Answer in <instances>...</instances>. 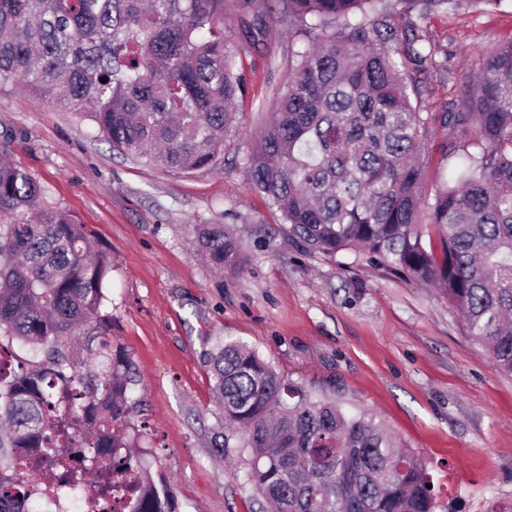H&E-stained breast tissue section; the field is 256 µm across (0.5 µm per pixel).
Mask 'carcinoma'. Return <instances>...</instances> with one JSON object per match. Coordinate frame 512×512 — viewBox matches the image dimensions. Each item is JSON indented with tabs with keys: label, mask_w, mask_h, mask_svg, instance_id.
<instances>
[{
	"label": "carcinoma",
	"mask_w": 512,
	"mask_h": 512,
	"mask_svg": "<svg viewBox=\"0 0 512 512\" xmlns=\"http://www.w3.org/2000/svg\"><path fill=\"white\" fill-rule=\"evenodd\" d=\"M434 9L497 0H400ZM298 43L288 79L243 165L284 235L308 253L438 288L468 336L512 375V40L471 79L454 112L413 100L410 73L436 62L401 34L382 0H268ZM226 0H0V85L68 108L127 158L173 171L212 169L244 84L224 34ZM448 177L428 188L421 160L435 126ZM0 351L38 360L0 372V512H32L31 491L80 487L64 444L104 452L138 482L132 512H175L132 423L128 356L112 345L110 259L85 225L45 205L26 171L0 160ZM216 270L243 251L222 224L197 228ZM212 393L250 454L246 482L263 512H435L421 461L371 415L299 392L246 344L210 355Z\"/></svg>",
	"instance_id": "1"
}]
</instances>
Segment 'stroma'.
Here are the masks:
<instances>
[{
	"label": "stroma",
	"mask_w": 512,
	"mask_h": 512,
	"mask_svg": "<svg viewBox=\"0 0 512 512\" xmlns=\"http://www.w3.org/2000/svg\"><path fill=\"white\" fill-rule=\"evenodd\" d=\"M265 15L252 43L248 24ZM418 27L447 68L418 78L425 108L461 99L484 58L512 40V0L483 12L418 10L394 18ZM245 96L226 137L224 163L191 174L131 161L92 123L0 87V156L33 175L47 205L85 224L110 258L106 282L114 345L132 362L133 422L154 476L171 485L176 512H258L245 483L250 457L212 399L208 357L231 336L247 343L305 394L376 416L419 457L436 512H512V376L498 372L437 291L347 268L281 237L254 247L277 221L249 190L240 158L276 107L288 76V24L228 8ZM223 224L247 244L246 261L216 272L195 227ZM228 446L216 457L212 444Z\"/></svg>",
	"instance_id": "1"
}]
</instances>
